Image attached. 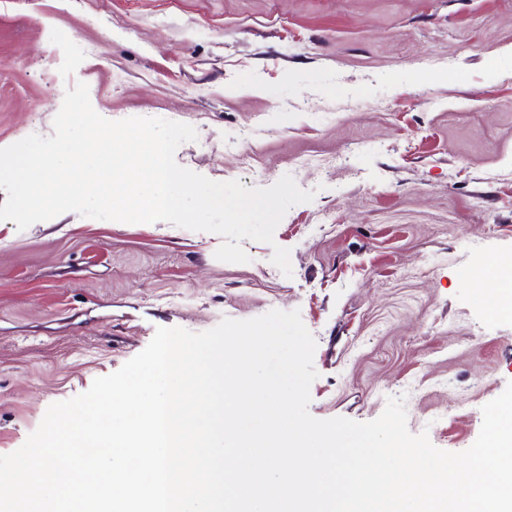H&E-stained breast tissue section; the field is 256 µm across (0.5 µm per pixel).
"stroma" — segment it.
<instances>
[{
	"label": "stroma",
	"instance_id": "35a3bbf8",
	"mask_svg": "<svg viewBox=\"0 0 512 512\" xmlns=\"http://www.w3.org/2000/svg\"><path fill=\"white\" fill-rule=\"evenodd\" d=\"M80 82L106 119L193 126L175 160L216 182L253 187L252 129L267 184L315 197L273 244L243 240L245 263L164 221H0V455L157 328L274 309L316 341L313 417L401 396L412 433L475 442L512 380V316L478 281L512 254V0H0V148L52 135Z\"/></svg>",
	"mask_w": 512,
	"mask_h": 512
}]
</instances>
